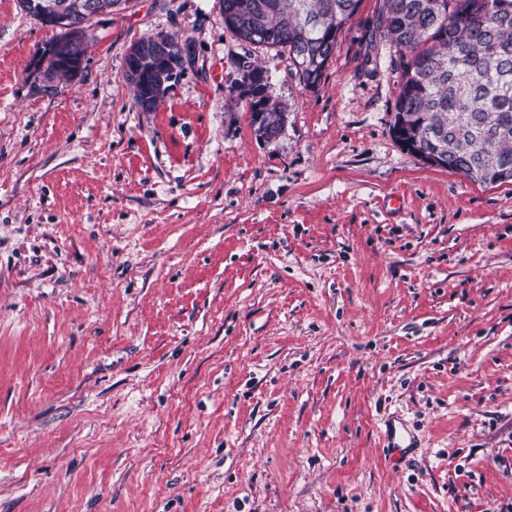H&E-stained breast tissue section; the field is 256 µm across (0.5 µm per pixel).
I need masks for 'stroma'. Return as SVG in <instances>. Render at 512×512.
Returning <instances> with one entry per match:
<instances>
[{
  "label": "stroma",
  "mask_w": 512,
  "mask_h": 512,
  "mask_svg": "<svg viewBox=\"0 0 512 512\" xmlns=\"http://www.w3.org/2000/svg\"><path fill=\"white\" fill-rule=\"evenodd\" d=\"M378 6L307 89L219 0H128L48 90L0 0V512H512V184L401 146ZM156 34L190 54L144 112ZM125 77L129 81V83L134 86L136 104L140 109H142L141 98H143L144 95L145 85L154 83L156 86L160 87L163 84L162 90L160 88L156 89L157 91H161V94L154 99L151 108L148 110L149 112L152 111L156 107L158 102L164 97L166 91L168 90L169 83L171 82L168 80L167 76H163V73L160 69H158L154 73H150L146 69H143L139 75V78H133L130 76ZM142 110L145 111L144 109ZM263 95H267V89ZM263 95H249V97L253 99V102L256 104L255 110L259 111L251 112V124L254 126L256 117L261 116L262 123L264 122L266 126L272 131H277L286 119V109L281 104L272 100L265 104L262 109L260 100H262L261 102H264V99L262 98Z\"/></svg>",
  "instance_id": "1"
}]
</instances>
